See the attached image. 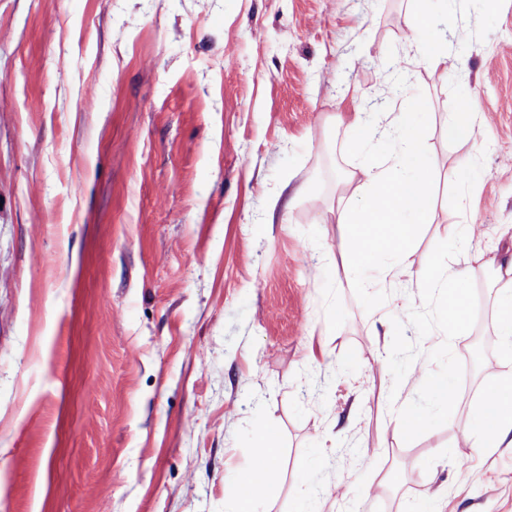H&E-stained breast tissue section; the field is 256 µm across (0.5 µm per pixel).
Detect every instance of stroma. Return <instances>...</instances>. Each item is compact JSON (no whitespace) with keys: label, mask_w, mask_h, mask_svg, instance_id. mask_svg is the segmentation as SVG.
Returning <instances> with one entry per match:
<instances>
[{"label":"stroma","mask_w":512,"mask_h":512,"mask_svg":"<svg viewBox=\"0 0 512 512\" xmlns=\"http://www.w3.org/2000/svg\"><path fill=\"white\" fill-rule=\"evenodd\" d=\"M419 9L447 74L409 39ZM468 100L478 152L446 135ZM365 101L428 127L415 267L512 252L505 0H0V512H225L268 424L257 512H512V447L470 431L483 379L512 374L488 281L449 339L418 278L341 269L325 213L360 148L332 118ZM425 333L454 410L399 352ZM412 407L428 422L395 432ZM416 46L427 69L433 72H448L450 52L446 38L429 37Z\"/></svg>","instance_id":"stroma-1"}]
</instances>
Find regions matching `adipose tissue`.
<instances>
[{
	"mask_svg": "<svg viewBox=\"0 0 512 512\" xmlns=\"http://www.w3.org/2000/svg\"><path fill=\"white\" fill-rule=\"evenodd\" d=\"M337 126L360 132L365 143L393 139L394 155L380 161L361 159L356 169L341 180L350 199L339 206L337 222L342 235V263L346 271L376 267L381 281L398 282L411 277V257L424 225L434 220L431 193L432 173L419 164L426 132L410 116L387 123L365 105H353L333 118ZM389 260L375 264L377 254ZM499 281L512 274V262L501 265L497 258L477 252L462 269L448 272L436 259L419 274L430 292L436 293L449 335L468 329L470 284L475 274ZM480 439L479 453L490 454L500 447H512V377L489 378L475 409ZM280 471V450L271 430L256 434L249 463L237 473V491L228 512H255L254 502L276 482Z\"/></svg>",
	"mask_w": 512,
	"mask_h": 512,
	"instance_id": "obj_1",
	"label": "adipose tissue"
}]
</instances>
